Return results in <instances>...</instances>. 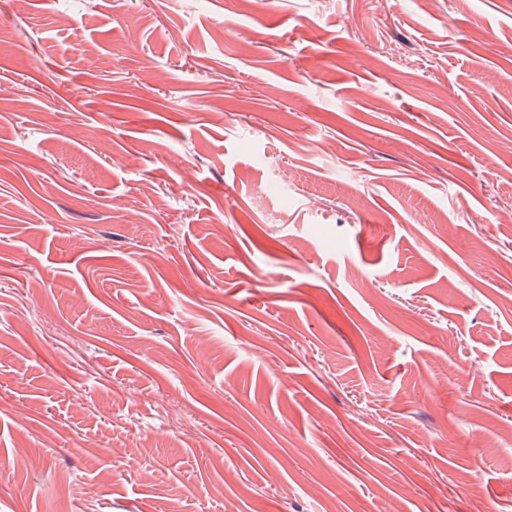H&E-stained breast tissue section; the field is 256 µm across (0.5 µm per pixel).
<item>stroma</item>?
<instances>
[{
	"mask_svg": "<svg viewBox=\"0 0 512 512\" xmlns=\"http://www.w3.org/2000/svg\"><path fill=\"white\" fill-rule=\"evenodd\" d=\"M0 44V512L512 506V0Z\"/></svg>",
	"mask_w": 512,
	"mask_h": 512,
	"instance_id": "35a3bbf8",
	"label": "stroma"
}]
</instances>
